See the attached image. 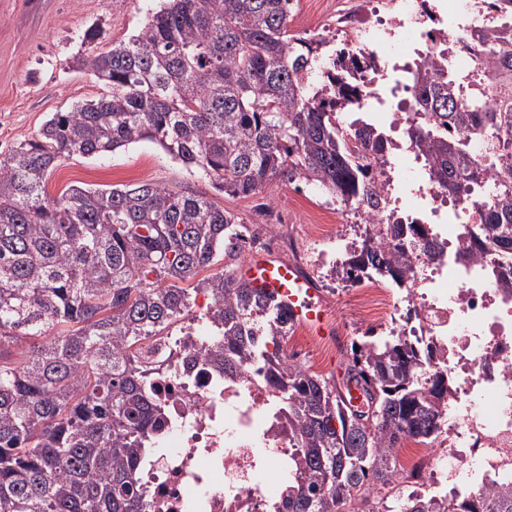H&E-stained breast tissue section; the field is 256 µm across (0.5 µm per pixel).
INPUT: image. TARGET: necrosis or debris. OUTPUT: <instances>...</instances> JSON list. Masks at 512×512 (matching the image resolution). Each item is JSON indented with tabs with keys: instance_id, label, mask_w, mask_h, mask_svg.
<instances>
[{
	"instance_id": "obj_1",
	"label": "necrosis or debris",
	"mask_w": 512,
	"mask_h": 512,
	"mask_svg": "<svg viewBox=\"0 0 512 512\" xmlns=\"http://www.w3.org/2000/svg\"><path fill=\"white\" fill-rule=\"evenodd\" d=\"M393 4L396 13L387 17L373 9L346 12V73L352 80L362 61L376 64L367 94L354 103L355 110L392 117L390 143L373 174L388 212L427 229L435 250L409 252L410 290L398 292L384 271L345 289L339 299L383 335L409 336L416 350L448 371L444 450L420 443L396 449L397 468L420 472L425 493L455 486L488 490L512 483V250L461 261L473 243L471 230L483 225V211L477 199H457L429 181L422 157L403 144V127L417 108L405 90L409 68L436 54L452 31L459 41L454 70L477 74L482 63L466 43L473 30L486 26L487 16L478 0H446L425 28L424 0ZM452 212L457 221H449ZM343 221V212L329 207L307 225L320 246L318 266L344 259L349 243L338 229ZM155 344L185 371L155 381L165 405L163 451L137 474L151 512H270L285 496L282 462L288 457V437L273 415L276 392L252 370L224 377L201 354L192 327L156 337Z\"/></svg>"
}]
</instances>
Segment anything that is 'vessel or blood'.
I'll return each mask as SVG.
<instances>
[{
  "label": "vessel or blood",
  "mask_w": 512,
  "mask_h": 512,
  "mask_svg": "<svg viewBox=\"0 0 512 512\" xmlns=\"http://www.w3.org/2000/svg\"><path fill=\"white\" fill-rule=\"evenodd\" d=\"M249 287L260 290L287 310L291 321L311 335L327 332V306L314 281L274 254H255L238 270Z\"/></svg>",
  "instance_id": "1"
}]
</instances>
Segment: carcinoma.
I'll use <instances>...</instances> for the list:
<instances>
[{"instance_id":"cac0c4a2","label":"carcinoma","mask_w":512,"mask_h":512,"mask_svg":"<svg viewBox=\"0 0 512 512\" xmlns=\"http://www.w3.org/2000/svg\"><path fill=\"white\" fill-rule=\"evenodd\" d=\"M292 0H162L137 35L82 54L111 94L55 112L0 159V512H149L136 472L156 452L158 361L151 338L184 320L200 291L214 309L208 346L225 375L250 360L280 399L288 435L285 512H512V487L451 490L448 500L401 486L394 449L439 439L448 389L405 336L353 341L346 382L291 364L280 352L288 313L236 276L244 225L209 200L150 181L73 186L53 198L46 176L74 155L99 156L150 140L213 187L251 196L272 184L317 185L344 208L381 204L369 164L382 128L345 130L353 101L317 77L345 74V48L291 29ZM498 24L473 31L488 93L448 60L416 67L419 110L409 139L427 177L455 195L478 180L469 138L485 136L499 168L481 199L484 224L512 246V0H490ZM417 224L390 225L380 247L350 245L336 279L355 284L386 269L401 285ZM220 273L191 280L218 258ZM24 341L20 358L3 348ZM368 415L349 404V384Z\"/></svg>"}]
</instances>
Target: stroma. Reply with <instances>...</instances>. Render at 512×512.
Wrapping results in <instances>:
<instances>
[{
    "label": "stroma",
    "instance_id": "stroma-1",
    "mask_svg": "<svg viewBox=\"0 0 512 512\" xmlns=\"http://www.w3.org/2000/svg\"><path fill=\"white\" fill-rule=\"evenodd\" d=\"M159 5V0H0V159L34 138L53 113L106 94L107 86L74 66V55L103 52L128 40ZM90 30L96 33L91 41L85 37ZM142 181L207 198L255 234L273 229L263 223L261 206L275 207L287 218L273 229L284 240L280 257L315 276L309 259L314 244L304 226L325 195L314 186L281 185L249 197L220 193L208 179L144 140L100 157L65 160L48 176L46 190L56 197L73 185L109 189ZM332 325L327 346L310 352L307 359L314 362L317 374L340 380L351 357V342L367 326L352 315L333 319Z\"/></svg>",
    "mask_w": 512,
    "mask_h": 512
}]
</instances>
